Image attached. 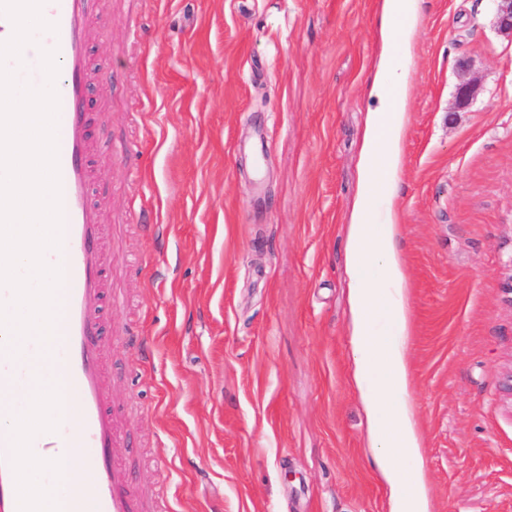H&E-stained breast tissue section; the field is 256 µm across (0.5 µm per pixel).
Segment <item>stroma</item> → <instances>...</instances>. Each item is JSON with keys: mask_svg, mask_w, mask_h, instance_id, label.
<instances>
[{"mask_svg": "<svg viewBox=\"0 0 512 512\" xmlns=\"http://www.w3.org/2000/svg\"><path fill=\"white\" fill-rule=\"evenodd\" d=\"M379 4L98 0L105 381L151 512H389L345 249ZM412 27L395 202L422 466L433 512H512V39L492 0H420Z\"/></svg>", "mask_w": 512, "mask_h": 512, "instance_id": "35a3bbf8", "label": "stroma"}]
</instances>
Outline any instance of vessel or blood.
<instances>
[{"instance_id":"b4317fda","label":"vessel or blood","mask_w":512,"mask_h":512,"mask_svg":"<svg viewBox=\"0 0 512 512\" xmlns=\"http://www.w3.org/2000/svg\"><path fill=\"white\" fill-rule=\"evenodd\" d=\"M96 4L97 0H47L42 9L43 16L57 26L56 32L46 33L45 41L56 50L62 71L57 92L63 241L61 248L46 255L48 264L63 270L55 381L63 396L76 405L77 414L64 419L57 431L38 434L32 449L64 460L66 471L88 469V489L75 492L86 512H143L131 488V475L115 454L126 437L104 384L100 313L117 298L106 274L103 216L92 200L93 144L84 108L86 92L94 81L88 48L110 24ZM11 459L10 430L1 427L0 512H18Z\"/></svg>"}]
</instances>
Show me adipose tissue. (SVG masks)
I'll use <instances>...</instances> for the list:
<instances>
[{
  "instance_id": "adipose-tissue-1",
  "label": "adipose tissue",
  "mask_w": 512,
  "mask_h": 512,
  "mask_svg": "<svg viewBox=\"0 0 512 512\" xmlns=\"http://www.w3.org/2000/svg\"><path fill=\"white\" fill-rule=\"evenodd\" d=\"M409 70L384 52L374 72L361 149L366 176L346 226L353 265L349 287L351 381L366 414V441L389 486L390 512H432L422 467V431L411 396L410 283L400 248L394 189L377 195L370 177L394 181L408 125ZM374 266L376 275L366 272Z\"/></svg>"
}]
</instances>
